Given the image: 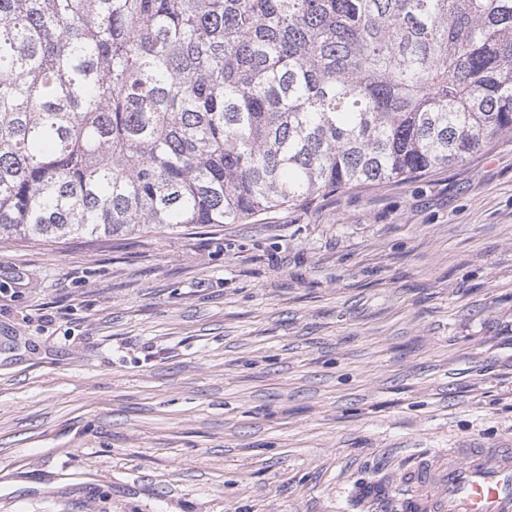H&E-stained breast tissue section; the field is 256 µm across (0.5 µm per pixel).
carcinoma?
Returning <instances> with one entry per match:
<instances>
[{
  "label": "carcinoma",
  "mask_w": 512,
  "mask_h": 512,
  "mask_svg": "<svg viewBox=\"0 0 512 512\" xmlns=\"http://www.w3.org/2000/svg\"><path fill=\"white\" fill-rule=\"evenodd\" d=\"M512 139V0H0V240L237 224Z\"/></svg>",
  "instance_id": "obj_1"
}]
</instances>
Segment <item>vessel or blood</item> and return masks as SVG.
Masks as SVG:
<instances>
[{
    "mask_svg": "<svg viewBox=\"0 0 512 512\" xmlns=\"http://www.w3.org/2000/svg\"><path fill=\"white\" fill-rule=\"evenodd\" d=\"M389 490L402 512H512V447L449 449L404 471Z\"/></svg>",
    "mask_w": 512,
    "mask_h": 512,
    "instance_id": "vessel-or-blood-1",
    "label": "vessel or blood"
}]
</instances>
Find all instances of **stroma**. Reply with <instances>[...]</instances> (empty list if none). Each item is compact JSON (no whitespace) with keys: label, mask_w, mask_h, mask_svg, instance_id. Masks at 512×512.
Returning <instances> with one entry per match:
<instances>
[{"label":"stroma","mask_w":512,"mask_h":512,"mask_svg":"<svg viewBox=\"0 0 512 512\" xmlns=\"http://www.w3.org/2000/svg\"><path fill=\"white\" fill-rule=\"evenodd\" d=\"M512 445V141L238 224L0 240V512H394Z\"/></svg>","instance_id":"1"}]
</instances>
